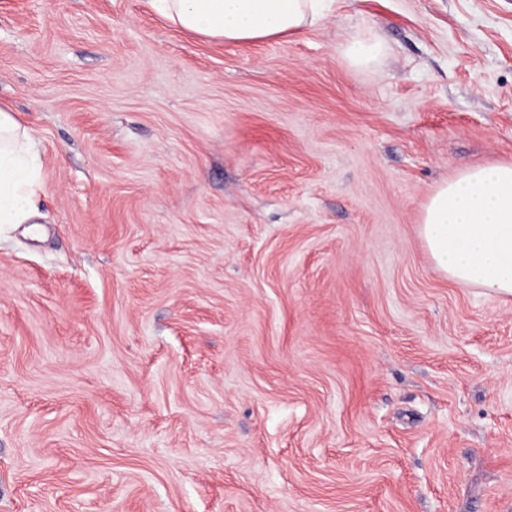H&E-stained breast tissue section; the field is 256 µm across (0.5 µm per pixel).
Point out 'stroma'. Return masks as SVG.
Here are the masks:
<instances>
[{"label": "stroma", "instance_id": "stroma-1", "mask_svg": "<svg viewBox=\"0 0 512 512\" xmlns=\"http://www.w3.org/2000/svg\"><path fill=\"white\" fill-rule=\"evenodd\" d=\"M0 107L44 173L0 226V512H512V297L418 236L512 161V0L255 43L0 0ZM382 53V45L373 39H360L349 42L344 48L346 61L353 68H363L372 65Z\"/></svg>", "mask_w": 512, "mask_h": 512}]
</instances>
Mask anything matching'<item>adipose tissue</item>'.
<instances>
[{"instance_id":"ef3b65f1","label":"adipose tissue","mask_w":512,"mask_h":512,"mask_svg":"<svg viewBox=\"0 0 512 512\" xmlns=\"http://www.w3.org/2000/svg\"><path fill=\"white\" fill-rule=\"evenodd\" d=\"M173 25L226 42L269 40L317 17L322 0H150ZM44 187L30 132L0 108V224H27ZM420 237L451 281L512 296V162L467 167L423 203Z\"/></svg>"}]
</instances>
